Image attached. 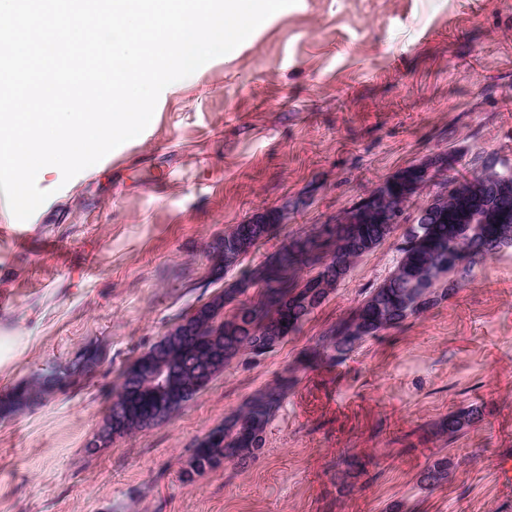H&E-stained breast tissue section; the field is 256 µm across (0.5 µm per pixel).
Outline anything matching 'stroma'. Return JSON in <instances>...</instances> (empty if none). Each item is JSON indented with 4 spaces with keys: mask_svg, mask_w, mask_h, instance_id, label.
Returning <instances> with one entry per match:
<instances>
[{
    "mask_svg": "<svg viewBox=\"0 0 512 512\" xmlns=\"http://www.w3.org/2000/svg\"><path fill=\"white\" fill-rule=\"evenodd\" d=\"M455 154L512 157V0H298L161 93L148 127L64 180L18 224L0 194V396L95 350L94 372L0 418V512H512V250L433 309L320 360L263 454L181 477L195 442L272 386L395 269L404 223L352 266L300 331L235 359L166 423L86 451L122 371L292 237L397 171ZM296 202L224 275L216 240ZM482 416L455 439L448 414ZM363 472L345 476L342 458ZM446 482L420 481L434 460ZM452 463L448 457L436 459L429 465L421 476V482L429 487H435L447 481Z\"/></svg>",
    "mask_w": 512,
    "mask_h": 512,
    "instance_id": "35a3bbf8",
    "label": "stroma"
}]
</instances>
